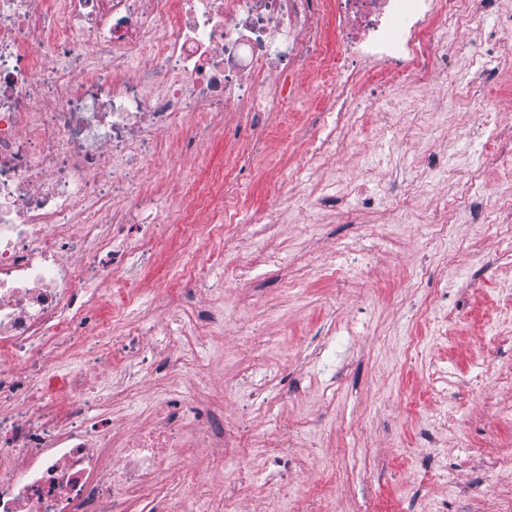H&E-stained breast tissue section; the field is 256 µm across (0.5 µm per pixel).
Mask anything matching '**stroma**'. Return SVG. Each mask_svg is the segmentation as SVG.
I'll return each mask as SVG.
<instances>
[{"instance_id":"obj_1","label":"stroma","mask_w":512,"mask_h":512,"mask_svg":"<svg viewBox=\"0 0 512 512\" xmlns=\"http://www.w3.org/2000/svg\"><path fill=\"white\" fill-rule=\"evenodd\" d=\"M481 69L500 90L475 94ZM459 80L466 98L456 102L434 83H387L382 99L403 119L351 128V150L328 152L314 173L301 140L328 128L314 109L323 90L306 73L294 76L287 111L225 112L223 138L203 144L211 171L242 198L241 255L280 258L257 265L236 296L213 295L227 321L209 330L210 365L185 382V397L230 428L242 376L265 387L274 406L252 417V432L274 440L295 425L296 475L283 486L259 461L242 478L236 449L193 441L160 476L182 512L212 510L184 481L193 470L212 488L237 487L254 512H512V464L496 461L512 455V421L500 418L512 409V323L496 302L512 277V210L486 168L492 148L512 154V33ZM364 178L383 197L419 184L417 212L395 223L386 207L363 205L351 188ZM463 186L483 223L435 236L426 212ZM306 195L311 204L296 207ZM148 251L142 285L158 306L185 260L208 276L234 275L233 258L217 260L210 242L184 251L172 225ZM446 379L458 383L448 397L434 390Z\"/></svg>"}]
</instances>
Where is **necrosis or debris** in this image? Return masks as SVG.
<instances>
[{
    "label": "necrosis or debris",
    "instance_id": "4bbe7bcc",
    "mask_svg": "<svg viewBox=\"0 0 512 512\" xmlns=\"http://www.w3.org/2000/svg\"><path fill=\"white\" fill-rule=\"evenodd\" d=\"M496 0H0V512H129L131 496L170 499L159 474L178 460L187 425L204 447L229 435L201 406L147 404L136 379L178 392L184 371L209 366L202 338L222 308L197 306L214 285L189 269L163 311L142 312L136 275L157 225L182 224L142 187L155 137L175 155L224 135V110L275 112L287 78L317 66L331 130L380 109L363 80L439 78L455 91L451 58L484 52L473 37ZM341 39L330 47L328 23ZM456 41H449V33ZM195 209L231 244L234 188L215 194L187 173ZM135 227L133 239L123 232ZM119 282L100 309L94 284ZM63 367L53 388L47 360ZM111 366V399L142 405L145 424L111 454L86 412L88 383Z\"/></svg>",
    "mask_w": 512,
    "mask_h": 512
}]
</instances>
